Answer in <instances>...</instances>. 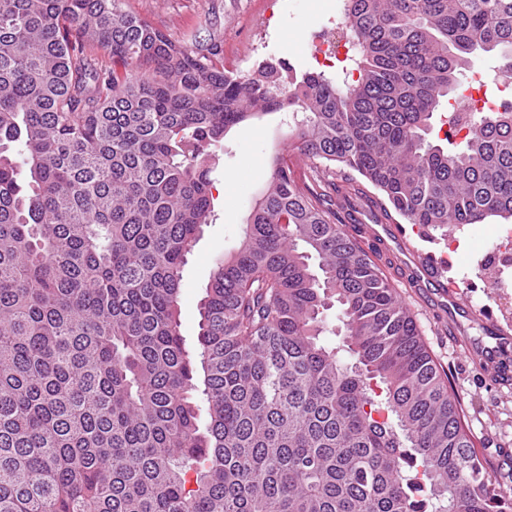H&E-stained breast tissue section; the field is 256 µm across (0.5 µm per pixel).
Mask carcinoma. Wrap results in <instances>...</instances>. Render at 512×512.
<instances>
[{
    "instance_id": "obj_1",
    "label": "carcinoma",
    "mask_w": 512,
    "mask_h": 512,
    "mask_svg": "<svg viewBox=\"0 0 512 512\" xmlns=\"http://www.w3.org/2000/svg\"><path fill=\"white\" fill-rule=\"evenodd\" d=\"M345 13L360 61L339 86L229 71L124 0H0V512H512L412 317L286 157L183 343L208 147L255 114L299 116L294 149L377 191L340 199L430 237L512 217V101L451 114L458 148L426 140L472 58L512 73V0Z\"/></svg>"
}]
</instances>
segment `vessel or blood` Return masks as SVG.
Returning a JSON list of instances; mask_svg holds the SVG:
<instances>
[{"label": "vessel or blood", "mask_w": 512, "mask_h": 512, "mask_svg": "<svg viewBox=\"0 0 512 512\" xmlns=\"http://www.w3.org/2000/svg\"><path fill=\"white\" fill-rule=\"evenodd\" d=\"M373 209V204L366 201L354 212L370 247L391 254L399 280L415 293L424 295L432 311L447 320L452 336L463 345L470 361L479 365L497 384L512 385V332L497 319L463 301L444 274L445 261L413 247L403 225L372 220ZM475 326L483 331L482 337L477 339L468 334Z\"/></svg>", "instance_id": "vessel-or-blood-1"}]
</instances>
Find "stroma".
Returning a JSON list of instances; mask_svg holds the SVG:
<instances>
[{"mask_svg": "<svg viewBox=\"0 0 512 512\" xmlns=\"http://www.w3.org/2000/svg\"><path fill=\"white\" fill-rule=\"evenodd\" d=\"M288 9L277 30L262 34L257 21L266 0H125L128 11L149 20L172 38L199 33L216 39L224 51L227 69L245 74L269 59L287 60L297 71L315 70L311 58L314 37L325 35L328 19L336 13L337 0H286ZM501 60L493 54L475 59L470 71L460 76L451 100L463 99L473 86L474 74H482L486 94L492 99H512V78L500 76ZM286 114L274 112L232 128L218 144V161L212 180V216L183 267L180 295L181 334L187 348H195L199 332V308L218 259L235 248L253 207L261 196L272 158L293 156L295 166L311 188L332 208L341 202L332 184L357 179V172L294 156ZM398 300L414 318L419 333L458 396L463 419L474 449L486 471L503 489L512 490V386L498 387L485 381L463 348L448 334L447 322L432 316L423 301L395 277L389 264L381 266Z\"/></svg>", "mask_w": 512, "mask_h": 512, "instance_id": "obj_1", "label": "stroma"}]
</instances>
